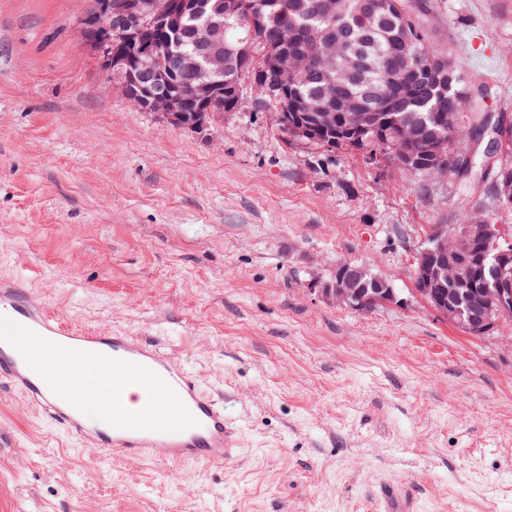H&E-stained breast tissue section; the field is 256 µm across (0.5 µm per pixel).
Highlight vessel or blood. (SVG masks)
<instances>
[{
    "mask_svg": "<svg viewBox=\"0 0 512 512\" xmlns=\"http://www.w3.org/2000/svg\"><path fill=\"white\" fill-rule=\"evenodd\" d=\"M0 383L22 394L57 430L128 462L163 456L220 463L238 430L224 404L151 341L118 331L77 330L32 302L19 283L0 280ZM137 384L140 410L113 403L108 419L88 417L93 396Z\"/></svg>",
    "mask_w": 512,
    "mask_h": 512,
    "instance_id": "b4317fda",
    "label": "vessel or blood"
}]
</instances>
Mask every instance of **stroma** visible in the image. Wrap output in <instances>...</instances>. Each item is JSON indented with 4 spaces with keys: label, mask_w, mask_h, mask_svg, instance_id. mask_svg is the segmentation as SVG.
I'll use <instances>...</instances> for the list:
<instances>
[{
    "label": "stroma",
    "mask_w": 512,
    "mask_h": 512,
    "mask_svg": "<svg viewBox=\"0 0 512 512\" xmlns=\"http://www.w3.org/2000/svg\"><path fill=\"white\" fill-rule=\"evenodd\" d=\"M512 122V0H414ZM97 0H0V279L64 324L161 341L221 394L223 463L101 459L0 386V512H512V319L473 336L411 297L406 243L489 191L285 142L271 108L202 129L133 107ZM369 265L409 306L312 288Z\"/></svg>",
    "instance_id": "stroma-1"
}]
</instances>
